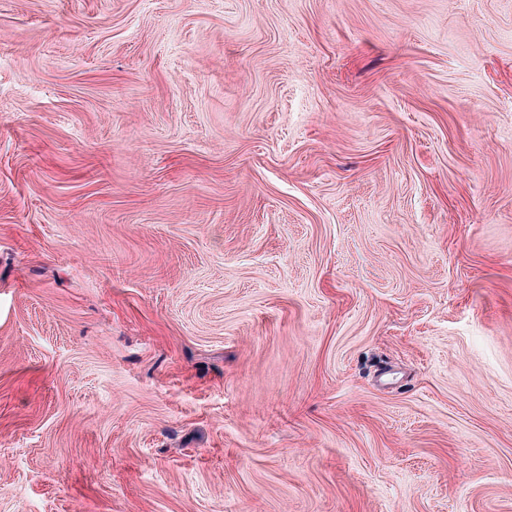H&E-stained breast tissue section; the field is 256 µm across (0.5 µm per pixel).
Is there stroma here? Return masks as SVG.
I'll use <instances>...</instances> for the list:
<instances>
[{"mask_svg": "<svg viewBox=\"0 0 512 512\" xmlns=\"http://www.w3.org/2000/svg\"><path fill=\"white\" fill-rule=\"evenodd\" d=\"M0 512H512V0H0Z\"/></svg>", "mask_w": 512, "mask_h": 512, "instance_id": "35a3bbf8", "label": "stroma"}]
</instances>
